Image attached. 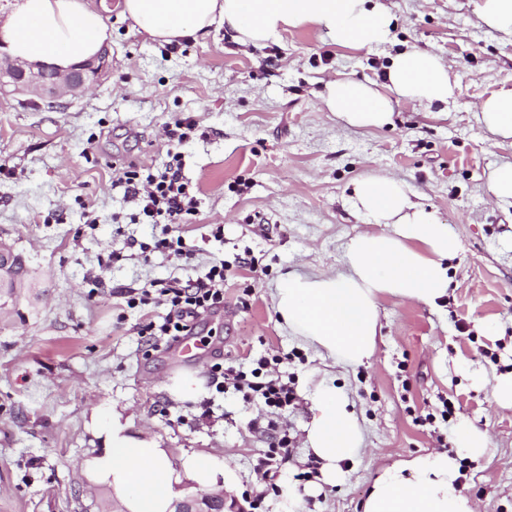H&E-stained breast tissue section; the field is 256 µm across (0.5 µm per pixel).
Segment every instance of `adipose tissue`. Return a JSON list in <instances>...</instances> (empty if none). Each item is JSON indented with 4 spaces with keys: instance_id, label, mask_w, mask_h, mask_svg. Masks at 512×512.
<instances>
[{
    "instance_id": "obj_1",
    "label": "adipose tissue",
    "mask_w": 512,
    "mask_h": 512,
    "mask_svg": "<svg viewBox=\"0 0 512 512\" xmlns=\"http://www.w3.org/2000/svg\"><path fill=\"white\" fill-rule=\"evenodd\" d=\"M122 13L169 45L205 35L219 20L231 40L244 47L264 46L279 40L282 31L307 24L321 27L339 46H379L390 42L393 25L381 0H123ZM110 38L104 17L87 0H17L0 20V40L12 57L64 70L96 56ZM386 79L381 90L348 78L329 80L321 108L344 126L375 129L391 123L393 102L429 111L447 106L457 87L439 56L414 48L392 57ZM479 109L492 134L512 140V85L503 84ZM352 202L376 230L348 242L336 271L288 274L272 291L288 331L345 366L374 355L381 298L433 305L447 295L448 261L459 250L452 226L413 202L398 178L361 179ZM311 401L307 450L320 462L324 482L332 485L341 475L340 462L360 453L363 430L342 390L318 385ZM122 418V411L113 410L104 448L86 459L83 469L90 484L110 490L123 512H174L187 480L216 491L235 485L223 456L205 451L174 455L153 436L127 435ZM453 442L455 456L436 451L386 468L375 479L363 512H476L455 485L457 460L481 457L487 437L464 418Z\"/></svg>"
}]
</instances>
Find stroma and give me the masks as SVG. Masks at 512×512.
Here are the masks:
<instances>
[{
  "mask_svg": "<svg viewBox=\"0 0 512 512\" xmlns=\"http://www.w3.org/2000/svg\"><path fill=\"white\" fill-rule=\"evenodd\" d=\"M112 30L102 82L57 108L0 99V240L24 258L30 285L0 306V512H111L106 491L81 464L104 445L113 407L130 436L157 437L176 453L223 455L237 475L229 497H262L260 512H363L377 476L399 459L452 450L466 418L488 438L479 462L459 472L477 512H512V409L492 400L512 372V203L486 195L491 171L512 160L479 104L512 79V38L479 19L475 0H384L391 43L339 46L314 24L262 48L231 42L223 26L178 45L151 40L121 14V0H90ZM435 52L457 79L443 115L395 105L392 125L341 127L322 111L326 81L383 84L391 55ZM187 116L206 137L180 148L198 212L180 231L195 252L186 265L155 252L159 226L130 221L136 208L113 187L115 167L161 166L166 124ZM392 175L411 199L451 225L447 296L431 306L385 298L372 358L343 367L283 327L270 290L284 274L332 271L346 243L368 229L353 184ZM254 268L238 267L240 256ZM225 262L223 309L204 315L201 354L145 352L133 325L165 307L128 308L124 289L150 279L198 277ZM498 333L486 335L485 324ZM280 355L296 399L280 420L291 445L276 488L259 468L268 448L260 405L207 385L210 365L250 368ZM188 371L198 400L168 387ZM345 391L364 434L336 484L322 482L306 450L311 395L319 383ZM454 414L442 419L444 403ZM209 418H202L203 407ZM308 473L296 484L292 477Z\"/></svg>",
  "mask_w": 512,
  "mask_h": 512,
  "instance_id": "1",
  "label": "stroma"
}]
</instances>
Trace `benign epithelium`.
Masks as SVG:
<instances>
[{"label": "benign epithelium", "instance_id": "benign-epithelium-1", "mask_svg": "<svg viewBox=\"0 0 512 512\" xmlns=\"http://www.w3.org/2000/svg\"><path fill=\"white\" fill-rule=\"evenodd\" d=\"M108 52L103 50L97 56L67 70L43 64L23 63L11 57H0V94L5 88L29 90L37 95L48 92L57 100L67 93H74L92 87L106 66ZM22 258L8 249L0 248V280L14 270ZM177 512H243L237 503L224 497V493H208L179 503Z\"/></svg>", "mask_w": 512, "mask_h": 512}]
</instances>
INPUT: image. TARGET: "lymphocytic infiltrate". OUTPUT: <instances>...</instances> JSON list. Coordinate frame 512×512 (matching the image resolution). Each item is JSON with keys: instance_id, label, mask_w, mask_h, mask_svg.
Listing matches in <instances>:
<instances>
[{"instance_id": "lymphocytic-infiltrate-1", "label": "lymphocytic infiltrate", "mask_w": 512, "mask_h": 512, "mask_svg": "<svg viewBox=\"0 0 512 512\" xmlns=\"http://www.w3.org/2000/svg\"><path fill=\"white\" fill-rule=\"evenodd\" d=\"M198 128L197 120L190 117L166 126L165 136L171 154L160 172L146 173L133 165L118 170L115 184L122 188L126 201L136 205V220L161 227L160 236L155 238L153 244L141 245V252L156 251L178 260L189 258L194 252L193 247L177 235L176 230L197 212L196 197L182 172L179 148ZM226 277L227 268L219 263L196 279L174 276L154 291L146 287L129 289L128 307L146 305L157 300L169 308L163 323L151 320L140 323L137 327L138 336H141L148 348L156 350L161 345H169L181 337L193 335L201 314L223 307ZM209 378L218 392L233 390L242 393L244 399L262 401L272 409L273 415L266 424L269 438L267 458L273 461L287 455L290 445L288 431L278 420L277 414L292 405L294 390L276 373L268 358H258L255 368L247 372L220 363L213 364Z\"/></svg>"}]
</instances>
